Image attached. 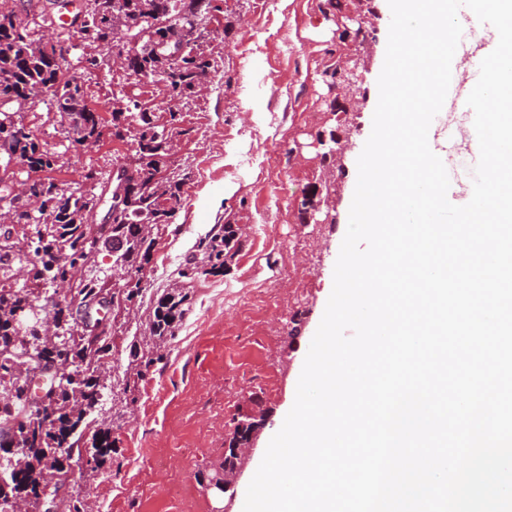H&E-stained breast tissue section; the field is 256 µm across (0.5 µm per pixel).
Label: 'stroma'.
Returning <instances> with one entry per match:
<instances>
[{
	"label": "stroma",
	"mask_w": 512,
	"mask_h": 512,
	"mask_svg": "<svg viewBox=\"0 0 512 512\" xmlns=\"http://www.w3.org/2000/svg\"><path fill=\"white\" fill-rule=\"evenodd\" d=\"M372 57L361 73L365 100L359 111L333 112L325 72L354 51L343 40L344 14L325 0H223L205 44L220 84L211 85L181 113L183 131L169 159L187 173L184 206L172 223L155 227L168 262L152 257L141 272L142 298L132 318L116 325L107 385L122 389L132 377L130 347L142 342L157 297L186 296L184 317L164 357L139 381L130 401L105 394L96 425L108 430L112 453L98 471L74 472L59 490V504L77 498L90 512H173V482L187 484L206 512H243L249 477L261 462L283 412L293 404L311 340L333 288V271L348 227L357 159L372 130L377 80L391 20L387 0H366ZM100 96L92 108L110 119L123 96L149 98L157 119L168 105L149 83L105 69L86 76ZM45 100L25 121L35 138L58 154L56 179L76 188L84 170L111 171L133 154V137L89 147L69 146L65 130L47 116ZM350 142L342 161L325 158L320 139ZM478 159L448 134L449 201L471 184ZM336 187L304 220L308 188ZM244 224L248 234L218 271L183 282L178 271L199 257L201 239L222 225ZM264 413L249 464L233 494L209 484L242 411ZM166 454L157 470L155 457Z\"/></svg>",
	"instance_id": "obj_1"
}]
</instances>
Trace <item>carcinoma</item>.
<instances>
[{"mask_svg": "<svg viewBox=\"0 0 512 512\" xmlns=\"http://www.w3.org/2000/svg\"><path fill=\"white\" fill-rule=\"evenodd\" d=\"M16 12L30 19L25 36L15 28V12L0 11V100L21 101L30 96H46L51 109L59 115L61 123L76 122L75 146L83 141L95 139L100 117L88 107L82 77L64 74L67 62H56V53L37 37L43 26L57 21L56 0H15ZM96 7L87 13L84 24L73 28L65 38L79 45L90 46L88 32L105 35L109 30V17L114 12H123L134 19L148 10L166 23L164 36L173 38L177 28L199 10L201 0H95ZM131 71L149 81L162 85L173 107L169 109L171 134L179 136L182 130L177 123L180 111L175 99L185 92H193L198 74L213 72L214 66L204 48L190 58L164 62L155 58V50L149 46L129 56ZM123 111L121 101L112 103V128L117 132L136 123L135 155L148 160V180L152 187L140 189L122 209L112 214V224L104 228L101 224H90L96 195L83 191H69L50 176L56 166L54 153L34 136L23 132L24 123L8 129L0 127V139L9 140L19 153L20 160L31 173H42L36 187L42 196V209L34 223V232L29 236L26 251H15L0 247V352L17 351L27 345L35 354L32 368L55 363L75 372V377L60 385L50 397L43 412H24V382L7 379L8 373H0V393L10 390L9 397L0 396V422L14 423L13 432L0 427V440L11 439L21 449L16 468L8 484L0 485V502L10 504L18 495L32 506L46 494L50 477L64 481L69 472V461H82L79 443L86 429V418L98 411L105 384L100 375L102 360L109 356L112 344L95 341L81 334L70 309L62 308L54 299L52 285L66 279L71 266L83 261L98 237L109 234L122 246L121 259L129 271L139 272L149 264L156 240L144 232L147 224H170L176 213L183 208V182L154 178L156 164L167 165L169 154L162 143L148 137L153 129L154 115L151 112L135 113V121ZM240 245L237 231L226 224L222 232L199 242L210 268L196 262L179 271L182 278L194 280L200 274L215 272L224 267L225 253ZM29 268L28 283L16 287L12 283L15 266ZM82 299L93 301L99 294L111 292V297L124 303H135L142 296L141 280L128 279L119 288L109 290L106 282L86 280L76 285ZM185 296L176 292L161 295L154 308L149 326V342L130 351L135 363L136 377L141 378L158 360L160 343L174 337L184 309ZM39 308L53 311L63 322L60 334L51 338L42 334L41 326L34 320L21 327L15 314L24 308ZM90 470L100 468L112 452V441L106 432L95 435L91 444Z\"/></svg>", "mask_w": 512, "mask_h": 512, "instance_id": "obj_1", "label": "carcinoma"}]
</instances>
